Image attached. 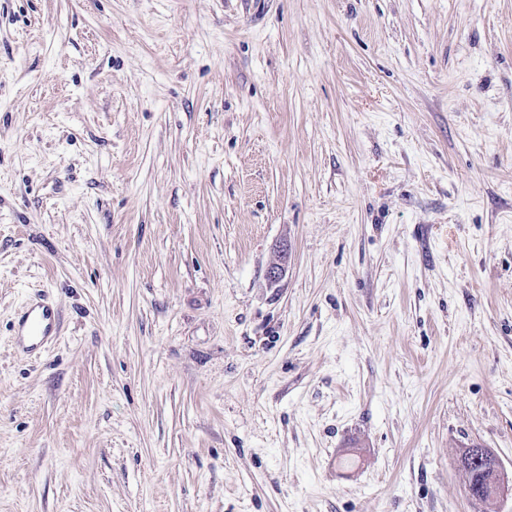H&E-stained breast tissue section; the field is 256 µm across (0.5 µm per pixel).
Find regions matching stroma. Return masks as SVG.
I'll return each instance as SVG.
<instances>
[{"label":"stroma","instance_id":"35a3bbf8","mask_svg":"<svg viewBox=\"0 0 512 512\" xmlns=\"http://www.w3.org/2000/svg\"><path fill=\"white\" fill-rule=\"evenodd\" d=\"M474 445L512 0H0V512H478ZM55 326L52 309L45 304H31L17 323V344L27 352L40 350L48 342Z\"/></svg>","mask_w":512,"mask_h":512}]
</instances>
